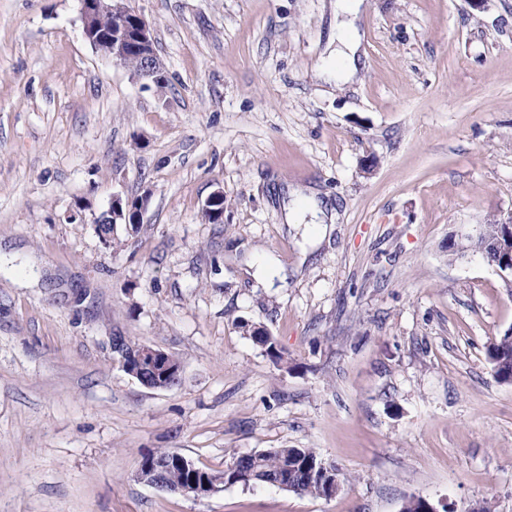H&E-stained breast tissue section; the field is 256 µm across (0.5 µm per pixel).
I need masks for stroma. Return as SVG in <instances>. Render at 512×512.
Listing matches in <instances>:
<instances>
[{
  "mask_svg": "<svg viewBox=\"0 0 512 512\" xmlns=\"http://www.w3.org/2000/svg\"><path fill=\"white\" fill-rule=\"evenodd\" d=\"M335 3L126 0L160 90L83 38L80 0H0V512H512L488 354L512 277L448 259L461 226L512 216V0H366L351 85L320 69ZM298 187L336 222L284 223ZM116 193L150 202L107 243ZM116 335L179 384L142 386ZM284 447L339 491L136 477L159 448L221 471ZM133 364L121 362V367L128 374L135 377L143 386L151 389H165L176 385L181 374V365L170 362L167 354L159 349L141 345Z\"/></svg>",
  "mask_w": 512,
  "mask_h": 512,
  "instance_id": "obj_1",
  "label": "stroma"
}]
</instances>
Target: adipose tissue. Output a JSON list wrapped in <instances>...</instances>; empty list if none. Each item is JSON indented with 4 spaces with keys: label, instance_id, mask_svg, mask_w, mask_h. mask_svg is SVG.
<instances>
[{
    "label": "adipose tissue",
    "instance_id": "1",
    "mask_svg": "<svg viewBox=\"0 0 512 512\" xmlns=\"http://www.w3.org/2000/svg\"><path fill=\"white\" fill-rule=\"evenodd\" d=\"M363 0H336L335 11L341 21L336 25L335 49L322 61L323 68L334 72L337 81L354 80L358 68L361 35L356 21L361 13Z\"/></svg>",
    "mask_w": 512,
    "mask_h": 512
}]
</instances>
